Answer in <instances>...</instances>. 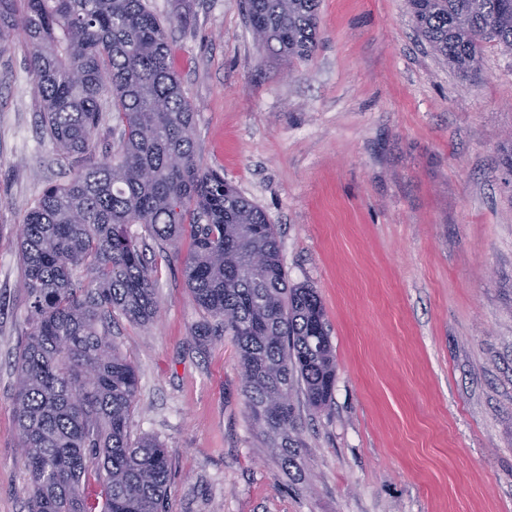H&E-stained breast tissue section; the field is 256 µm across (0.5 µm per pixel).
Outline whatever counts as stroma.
I'll return each instance as SVG.
<instances>
[{
    "label": "stroma",
    "mask_w": 512,
    "mask_h": 512,
    "mask_svg": "<svg viewBox=\"0 0 512 512\" xmlns=\"http://www.w3.org/2000/svg\"><path fill=\"white\" fill-rule=\"evenodd\" d=\"M204 166L274 224L314 286L336 354L330 407L300 418L283 470L255 429L238 350L170 244L128 228L160 313L112 325L138 374L132 437L172 459L166 512H512V51L471 81L418 36L405 0H320L305 62L266 57L239 0H150ZM23 43L0 55V512H28L14 416L26 328L16 229L73 169L46 134Z\"/></svg>",
    "instance_id": "stroma-1"
}]
</instances>
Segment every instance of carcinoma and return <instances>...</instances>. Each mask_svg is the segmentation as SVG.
Here are the masks:
<instances>
[{"instance_id":"obj_1","label":"carcinoma","mask_w":512,"mask_h":512,"mask_svg":"<svg viewBox=\"0 0 512 512\" xmlns=\"http://www.w3.org/2000/svg\"><path fill=\"white\" fill-rule=\"evenodd\" d=\"M407 4L432 53L465 77H477L486 48L512 50V0ZM240 6L269 57L313 56L319 0ZM16 41L30 49L45 130L77 164L43 190L18 233L29 316L15 414L30 512H166L171 459L152 436L131 440L138 379L112 341L114 315L146 324L159 310L130 224L173 243L189 235L184 277L206 314L195 336L232 337L252 422L282 469L292 467L298 423L285 396L298 384L314 411L332 401L324 307L312 285L288 283L264 212L198 158L165 22L146 0H0V55ZM104 97L121 139L113 157L86 165ZM91 473L100 507L84 496Z\"/></svg>"}]
</instances>
